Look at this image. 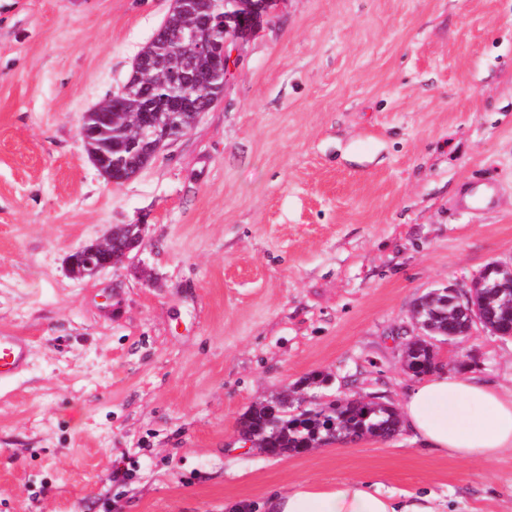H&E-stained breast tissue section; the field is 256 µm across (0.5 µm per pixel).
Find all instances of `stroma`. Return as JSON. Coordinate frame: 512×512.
I'll use <instances>...</instances> for the list:
<instances>
[{"instance_id":"stroma-1","label":"stroma","mask_w":512,"mask_h":512,"mask_svg":"<svg viewBox=\"0 0 512 512\" xmlns=\"http://www.w3.org/2000/svg\"><path fill=\"white\" fill-rule=\"evenodd\" d=\"M171 4L0 0V328L33 347L0 388V512H224L353 479L512 512L511 451L403 430L270 457L238 425L313 372L401 405L414 299L512 265V0H279L198 123L108 183L82 117ZM483 182L492 206H465ZM116 224L146 225L135 262L71 275ZM439 358L512 389V338L477 325Z\"/></svg>"}]
</instances>
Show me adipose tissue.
I'll return each instance as SVG.
<instances>
[{"instance_id":"1","label":"adipose tissue","mask_w":512,"mask_h":512,"mask_svg":"<svg viewBox=\"0 0 512 512\" xmlns=\"http://www.w3.org/2000/svg\"><path fill=\"white\" fill-rule=\"evenodd\" d=\"M403 426L422 448L458 459L491 461L512 450V389L441 372L413 385L402 404ZM268 512H436L429 496L396 500L357 480L335 487L272 494Z\"/></svg>"}]
</instances>
